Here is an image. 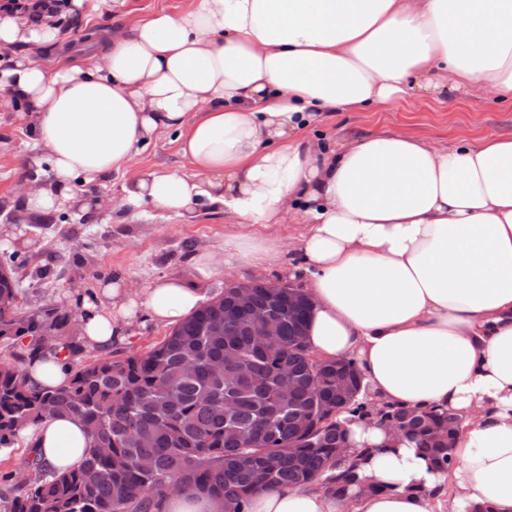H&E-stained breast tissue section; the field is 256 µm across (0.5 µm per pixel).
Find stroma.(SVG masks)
<instances>
[{
	"label": "stroma",
	"instance_id": "1",
	"mask_svg": "<svg viewBox=\"0 0 512 512\" xmlns=\"http://www.w3.org/2000/svg\"><path fill=\"white\" fill-rule=\"evenodd\" d=\"M189 3L114 0L112 7L104 8L90 23H65L56 47L42 52L40 60L54 66L88 34L115 27L129 17H145L161 8L178 10ZM388 131L407 132L441 146L456 144L463 137L477 140L488 134L512 136V103L471 93H455L444 101L410 96L380 110L335 113L315 123L308 134L333 148L353 138ZM175 138L174 132H161L135 153L126 168L94 185V192L109 198L108 206L89 214L67 209L64 222L52 213L30 216L25 224H8L4 221L6 213L22 209L24 199L15 185L26 175L23 163L34 152L35 141L20 103L10 102L7 92H0V258L16 253L28 259L27 266L18 273L25 310L50 303L74 310L75 298L92 294L100 285L117 279L144 288L161 276L180 277L198 288L206 301L221 295L229 280L288 281V265L284 262L259 272L237 263L219 266L206 278L196 272V254L223 252L224 239L229 235L265 236V229L258 225L235 224L218 213L201 214L188 224L174 214L148 206L116 207L122 184L140 170L193 174L191 162L178 153Z\"/></svg>",
	"mask_w": 512,
	"mask_h": 512
}]
</instances>
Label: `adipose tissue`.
Returning a JSON list of instances; mask_svg holds the SVG:
<instances>
[{
  "instance_id": "ef3b65f1",
  "label": "adipose tissue",
  "mask_w": 512,
  "mask_h": 512,
  "mask_svg": "<svg viewBox=\"0 0 512 512\" xmlns=\"http://www.w3.org/2000/svg\"><path fill=\"white\" fill-rule=\"evenodd\" d=\"M106 4L66 0L36 19L0 12V47L12 52L0 87L25 102L39 146L25 166L53 172L25 211L94 210L76 180L105 179L175 131L195 175L141 171L120 206L188 221L219 211L265 228L303 218L291 276L313 299L310 351L353 359L377 408L444 407L460 420L455 465L441 472L407 439L342 415L369 491L351 487L340 501L317 482L263 490L251 512H512V137L445 147L387 132L328 149L303 134L323 114L411 93L512 100V0H192L103 31L93 60L40 62L59 18L86 21ZM284 248L273 235L231 237L195 268L262 269ZM200 300L180 277L140 290L112 282L76 299L79 344L110 352L140 314L169 326ZM22 436L60 473L89 452L75 417Z\"/></svg>"
}]
</instances>
